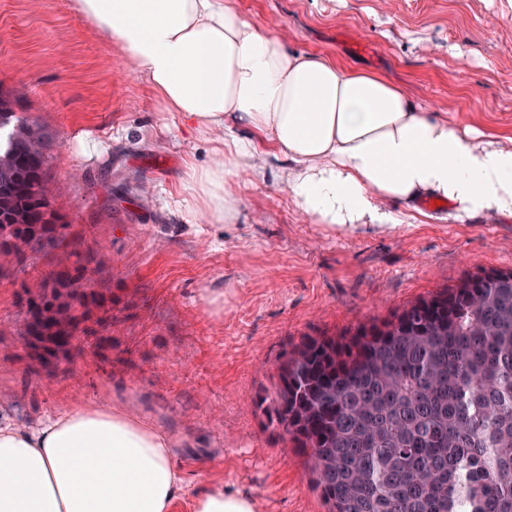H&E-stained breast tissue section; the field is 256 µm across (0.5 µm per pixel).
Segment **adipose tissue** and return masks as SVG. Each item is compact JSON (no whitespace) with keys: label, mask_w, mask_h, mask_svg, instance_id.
Masks as SVG:
<instances>
[{"label":"adipose tissue","mask_w":512,"mask_h":512,"mask_svg":"<svg viewBox=\"0 0 512 512\" xmlns=\"http://www.w3.org/2000/svg\"><path fill=\"white\" fill-rule=\"evenodd\" d=\"M119 45L160 112L199 137L222 131L183 189L208 223L230 224L229 176L248 172L246 127L288 159L286 189L317 224L395 223L393 206L440 201L459 217L512 219V144L417 107L379 74L287 52L228 0H75ZM177 438L135 414L92 405L29 430L0 419V512H174L185 494ZM192 512H262L216 482Z\"/></svg>","instance_id":"1"}]
</instances>
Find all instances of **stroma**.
I'll list each match as a JSON object with an SVG mask.
<instances>
[{
	"label": "stroma",
	"mask_w": 512,
	"mask_h": 512,
	"mask_svg": "<svg viewBox=\"0 0 512 512\" xmlns=\"http://www.w3.org/2000/svg\"><path fill=\"white\" fill-rule=\"evenodd\" d=\"M285 49L384 76L417 106L512 137V0H230ZM465 52L467 66L456 63ZM0 87L53 136L52 191L66 244L0 277V414L30 429L90 405L173 432L188 495L216 482L263 512H326L305 459L259 406L303 338L383 320L480 269H512V220L449 211L396 226L315 224L258 141L254 180L229 177L233 224L189 215L188 165L208 143L165 126L120 46L73 0H0ZM80 268L105 299L70 359L26 346L25 285ZM221 302H214V295Z\"/></svg>",
	"instance_id": "35a3bbf8"
}]
</instances>
